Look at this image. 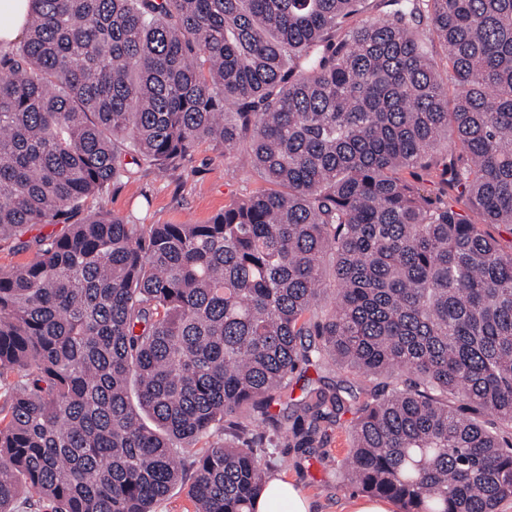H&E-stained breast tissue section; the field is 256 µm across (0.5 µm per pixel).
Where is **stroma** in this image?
<instances>
[{"label": "stroma", "mask_w": 512, "mask_h": 512, "mask_svg": "<svg viewBox=\"0 0 512 512\" xmlns=\"http://www.w3.org/2000/svg\"><path fill=\"white\" fill-rule=\"evenodd\" d=\"M261 180L240 151H226L211 143L199 144L191 166L167 175L144 172L121 182L103 199L100 208L118 215H132L146 224H203L225 204L260 188ZM373 382L338 366H310L295 373L272 412L292 425L300 405L314 390H336L347 407L336 421L325 424L327 442L313 456L289 448L285 439L273 438L267 463L270 473L294 480L310 497L313 512H344L357 491L344 485L339 464L349 446L351 410L363 401Z\"/></svg>", "instance_id": "1"}]
</instances>
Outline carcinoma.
Wrapping results in <instances>:
<instances>
[{
  "label": "carcinoma",
  "mask_w": 512,
  "mask_h": 512,
  "mask_svg": "<svg viewBox=\"0 0 512 512\" xmlns=\"http://www.w3.org/2000/svg\"><path fill=\"white\" fill-rule=\"evenodd\" d=\"M365 2L29 0L0 53V241L66 231L0 270V512L24 492L155 512L178 485L195 512H255L260 427L311 455L344 409L270 412L329 361L382 378L343 482L400 512L512 501V251L481 230L512 224V0H379L351 24ZM205 141L263 186L205 224L87 207ZM406 176L410 180H416V184L427 194L431 195L432 197H437L438 199H441L443 201H448V204H452L455 206L456 209L467 211L468 203L465 195L461 193V190L448 189V194H444L442 192L441 185L437 184V179L432 174L427 175L422 172L415 173L413 178H411L408 174Z\"/></svg>",
  "instance_id": "1"
}]
</instances>
